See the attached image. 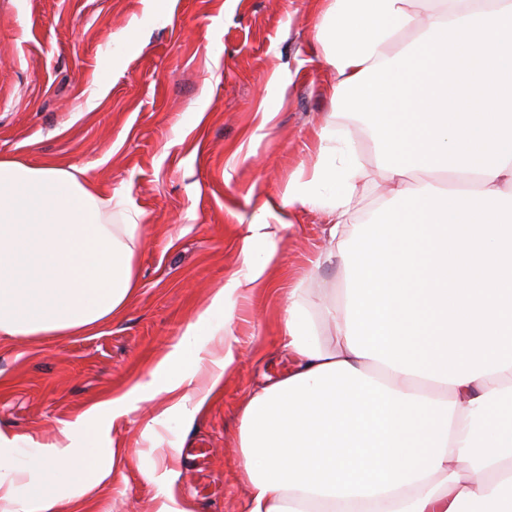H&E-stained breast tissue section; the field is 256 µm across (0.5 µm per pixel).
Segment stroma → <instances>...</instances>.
Returning a JSON list of instances; mask_svg holds the SVG:
<instances>
[{"mask_svg": "<svg viewBox=\"0 0 512 512\" xmlns=\"http://www.w3.org/2000/svg\"><path fill=\"white\" fill-rule=\"evenodd\" d=\"M327 0H0V157L86 168L145 215L139 288L118 321L78 336H0V433L23 450L61 434L102 396L147 384L217 288L241 268L258 206L311 177L315 132L334 122L365 172V208L386 195L370 142L325 94L335 81L315 26ZM134 27L133 46L116 34ZM291 74L285 99L267 94ZM322 211L278 230L251 294L229 302L239 361L190 426L160 393L133 397L108 425L115 451L72 512H239V411L292 365L280 343L293 289L314 318L336 265L316 266ZM206 449L205 463L191 451Z\"/></svg>", "mask_w": 512, "mask_h": 512, "instance_id": "obj_1", "label": "stroma"}]
</instances>
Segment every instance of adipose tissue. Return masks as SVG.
Listing matches in <instances>:
<instances>
[{"label":"adipose tissue","mask_w":512,"mask_h":512,"mask_svg":"<svg viewBox=\"0 0 512 512\" xmlns=\"http://www.w3.org/2000/svg\"><path fill=\"white\" fill-rule=\"evenodd\" d=\"M316 40L331 99L371 129L391 194L353 223L361 173L327 124L312 177L253 217L254 234L322 209L320 260L346 288L322 334L301 291L288 297L295 365L240 408V512H512V0H329ZM143 224L87 170L0 160V336L89 334L122 315ZM253 234L240 271L156 364L161 391L193 382L196 336L223 334L227 297L265 279L275 251ZM120 404L66 426L82 445L22 462L0 436V502L51 512L55 488L95 484Z\"/></svg>","instance_id":"adipose-tissue-1"}]
</instances>
